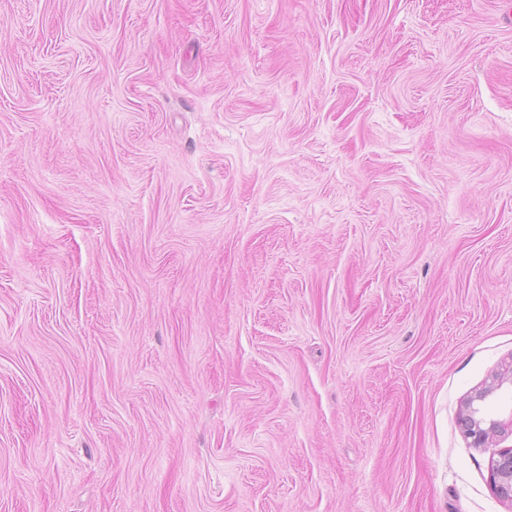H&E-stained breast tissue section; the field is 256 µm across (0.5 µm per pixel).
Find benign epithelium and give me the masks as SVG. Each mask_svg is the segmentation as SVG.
<instances>
[{
  "instance_id": "obj_1",
  "label": "benign epithelium",
  "mask_w": 512,
  "mask_h": 512,
  "mask_svg": "<svg viewBox=\"0 0 512 512\" xmlns=\"http://www.w3.org/2000/svg\"><path fill=\"white\" fill-rule=\"evenodd\" d=\"M506 383L512 384V364L464 400L460 422L471 447L492 449L489 457L492 489L498 498L512 505V448L498 447L502 439L512 436V414L504 419L486 411Z\"/></svg>"
}]
</instances>
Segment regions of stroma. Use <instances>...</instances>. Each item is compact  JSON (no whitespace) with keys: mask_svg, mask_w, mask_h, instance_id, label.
Instances as JSON below:
<instances>
[{"mask_svg":"<svg viewBox=\"0 0 512 512\" xmlns=\"http://www.w3.org/2000/svg\"><path fill=\"white\" fill-rule=\"evenodd\" d=\"M512 0H0V512H512ZM510 383L512 394V363L504 372L496 373L491 380L469 395L463 402L460 422L462 430L473 448H496L506 436H512V406L504 418L487 413L489 404L496 401L504 384ZM489 474L494 493L512 505V448H499L491 452Z\"/></svg>","mask_w":512,"mask_h":512,"instance_id":"1","label":"stroma"}]
</instances>
